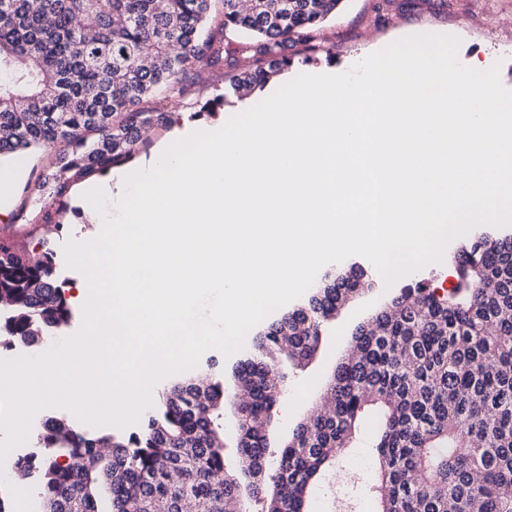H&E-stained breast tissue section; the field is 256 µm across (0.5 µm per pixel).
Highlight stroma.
Masks as SVG:
<instances>
[{
	"mask_svg": "<svg viewBox=\"0 0 512 512\" xmlns=\"http://www.w3.org/2000/svg\"><path fill=\"white\" fill-rule=\"evenodd\" d=\"M418 33L460 37L458 56L462 63L476 60L487 69L499 66L503 84L512 88V0H343L335 16L300 34L290 49L294 65L274 77L273 83L284 85L302 73L345 72L368 54ZM246 41V35H228L224 45L229 63L201 64L187 76L185 95L149 99L147 108L175 113L177 123L154 129L152 137L136 147L131 159L112 168L109 176L142 168L158 149L196 130H219L232 116L243 112L245 106L239 101L218 108L212 115L202 113L201 107L223 93L231 76L255 69L253 52L241 49ZM57 150L53 144L24 152L25 172L15 187L8 214H0V242L27 251L39 242H49L55 252L58 283L70 294L81 275L66 268L62 245L70 238L92 239L100 229L81 223V182L72 183L69 191L53 203L38 201L35 186ZM388 298V293L378 287L344 308L327 328L317 360L308 367L288 370V400L278 414L280 434H287L316 407L352 330ZM378 427V413L368 412L351 448L345 449L335 468L323 477L312 512H337L342 502L348 512H378L377 498L368 488Z\"/></svg>",
	"mask_w": 512,
	"mask_h": 512,
	"instance_id": "1",
	"label": "stroma"
}]
</instances>
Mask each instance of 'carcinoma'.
Here are the masks:
<instances>
[{"label":"carcinoma","mask_w":512,"mask_h":512,"mask_svg":"<svg viewBox=\"0 0 512 512\" xmlns=\"http://www.w3.org/2000/svg\"><path fill=\"white\" fill-rule=\"evenodd\" d=\"M211 2L0 0V158L63 145L38 184L45 203L71 179L129 160L143 129L177 122L143 103L183 93L187 70L223 59L204 36ZM341 2L252 0L244 12L239 0H222L220 29L254 36L262 66L235 76L204 111L291 67V38ZM82 17L93 34L76 26ZM455 262L449 292L403 288L356 329L353 355L338 362L321 397L331 408H316L275 451L268 440L287 391L282 365L305 368L317 358L325 326L374 286L363 268L325 273L305 304L252 336L231 369L234 393L222 380L197 384L191 370L128 435L91 436L48 417L36 435L46 452L15 468L37 470L43 512H185L188 503L241 512L246 496L262 498L263 512H306L373 407L380 512H512V235L475 237ZM71 318L52 248L19 253L0 244V334L35 346Z\"/></svg>","instance_id":"1"}]
</instances>
